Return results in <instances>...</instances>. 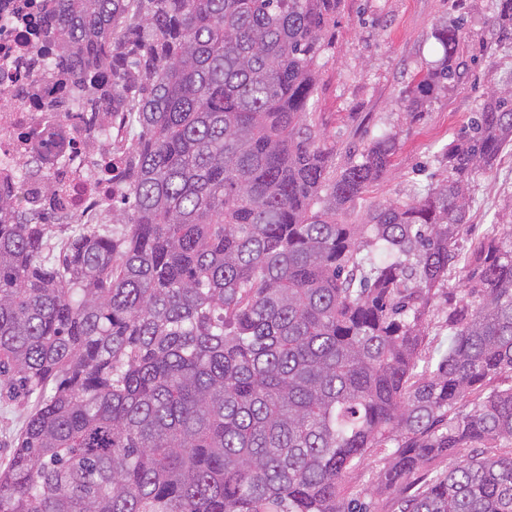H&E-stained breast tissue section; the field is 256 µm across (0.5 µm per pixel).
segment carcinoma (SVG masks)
Returning <instances> with one entry per match:
<instances>
[{
  "label": "carcinoma",
  "mask_w": 512,
  "mask_h": 512,
  "mask_svg": "<svg viewBox=\"0 0 512 512\" xmlns=\"http://www.w3.org/2000/svg\"><path fill=\"white\" fill-rule=\"evenodd\" d=\"M342 0H43L87 112L129 115L120 224L46 255L52 212L0 190V391L37 395L0 512H371L344 485L380 449L400 512H512V221L459 252L476 179L512 146V89L448 144L446 176L360 224L397 135L332 168L310 123ZM512 45V0H490ZM405 91L460 77L464 17ZM458 270L453 336L424 316ZM446 456L448 469L430 468ZM444 306L443 298L436 300L426 317L429 328L424 342L423 355L425 353L426 356H438L448 351L450 336H448V330L441 327L444 318V313L441 310Z\"/></svg>",
  "instance_id": "1"
}]
</instances>
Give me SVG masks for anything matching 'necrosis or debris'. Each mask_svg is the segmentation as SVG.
I'll return each instance as SVG.
<instances>
[{
	"mask_svg": "<svg viewBox=\"0 0 512 512\" xmlns=\"http://www.w3.org/2000/svg\"><path fill=\"white\" fill-rule=\"evenodd\" d=\"M35 13L33 0H0V97L11 103L0 111V187L30 212L52 200L56 223L97 224L112 208V193L93 176L122 143L91 134L87 115L71 105L65 74L10 65L11 56L38 48L25 23Z\"/></svg>",
	"mask_w": 512,
	"mask_h": 512,
	"instance_id": "necrosis-or-debris-1",
	"label": "necrosis or debris"
}]
</instances>
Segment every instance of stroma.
<instances>
[{"instance_id":"1","label":"stroma","mask_w":512,"mask_h":512,"mask_svg":"<svg viewBox=\"0 0 512 512\" xmlns=\"http://www.w3.org/2000/svg\"><path fill=\"white\" fill-rule=\"evenodd\" d=\"M452 0H343L330 45L321 59L312 124L335 152L337 165L384 132L396 133L397 151L385 179L351 207L345 223L358 224L367 206L403 202L442 177L438 155L462 135L487 92L512 80V50L477 57L461 78L438 92L427 112L411 118L401 91L420 67L440 57L433 26L451 18ZM463 239L482 238L497 216L512 214V150L480 178ZM33 400L0 397V470L12 457Z\"/></svg>"}]
</instances>
